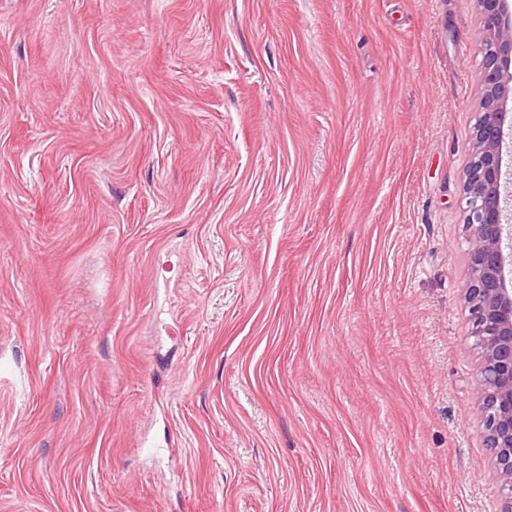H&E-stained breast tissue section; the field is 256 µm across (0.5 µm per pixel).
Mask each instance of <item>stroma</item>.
Listing matches in <instances>:
<instances>
[{
    "instance_id": "35a3bbf8",
    "label": "stroma",
    "mask_w": 512,
    "mask_h": 512,
    "mask_svg": "<svg viewBox=\"0 0 512 512\" xmlns=\"http://www.w3.org/2000/svg\"><path fill=\"white\" fill-rule=\"evenodd\" d=\"M484 39L477 0H0V512H500Z\"/></svg>"
}]
</instances>
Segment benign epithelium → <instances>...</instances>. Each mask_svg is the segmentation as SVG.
Masks as SVG:
<instances>
[{"instance_id": "obj_1", "label": "benign epithelium", "mask_w": 512, "mask_h": 512, "mask_svg": "<svg viewBox=\"0 0 512 512\" xmlns=\"http://www.w3.org/2000/svg\"><path fill=\"white\" fill-rule=\"evenodd\" d=\"M478 3L486 39L483 113L465 181L471 256L466 300L474 345L483 355L477 418L503 479L501 512H512V204L504 195L512 172L503 170L501 153L504 131L512 130V7L509 0Z\"/></svg>"}]
</instances>
